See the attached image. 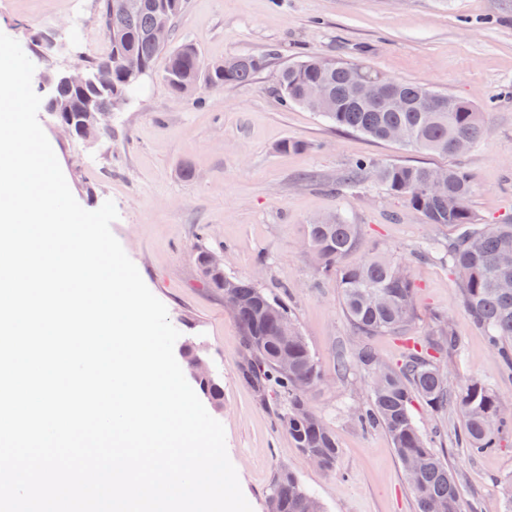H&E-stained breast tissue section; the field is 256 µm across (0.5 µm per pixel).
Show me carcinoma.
<instances>
[{
	"mask_svg": "<svg viewBox=\"0 0 512 512\" xmlns=\"http://www.w3.org/2000/svg\"><path fill=\"white\" fill-rule=\"evenodd\" d=\"M114 0H95L94 19L109 43V52L88 56L89 81L76 91L55 82L45 108L80 121L90 103L99 112H117L131 99L136 85L128 80L130 69L155 67L165 59L162 78L171 93L219 90L251 81L264 68L266 57L238 55L218 63L205 62L189 43L177 47L150 37L160 19L173 25L185 0H142L143 7L119 12ZM104 66L112 68V83L95 80ZM379 72L360 62H343L311 56L286 67L278 79V95L286 107L297 105L334 125L376 140L392 141L395 130L404 133L400 145L441 155L461 153L458 145L476 147L486 134L484 113L469 102L448 97V109L428 111L438 93L419 84L394 81L393 95L400 105L387 107L354 102L357 76ZM323 85L325 99L311 102L309 84ZM438 168L384 162L376 158L353 160L343 183L354 186L367 180L379 183L394 197L405 199L428 224H454L458 237L444 247L442 259L461 290L465 313L487 336L502 366L512 371V223L479 224L469 208L474 192L472 176L461 168L444 169L445 180L436 181ZM305 243L317 259L320 279L336 278L345 314L355 333L363 338L378 335L403 337L415 315L416 288L406 263L372 251L358 263L346 262L361 244L359 225L342 214L306 225ZM235 306L230 309L247 354L242 374L262 398L273 393L281 405L280 421L295 447L327 472L340 458L336 435L324 419L308 406L307 392L321 380V370L286 305L255 282L228 277ZM459 340L446 315L436 318L421 345L408 349L401 365L384 368L366 343L340 355L343 370L354 365L367 374L369 401L354 409L363 428H380L390 437L408 478L417 512H460V480L434 449L412 415L415 399L431 409L452 406L461 425L457 442L469 454L493 450L496 432L512 426V413L485 383L471 380L454 386L438 366L435 355L458 350ZM268 512H323L320 502L296 475L281 468L267 495Z\"/></svg>",
	"mask_w": 512,
	"mask_h": 512,
	"instance_id": "cac0c4a2",
	"label": "carcinoma"
}]
</instances>
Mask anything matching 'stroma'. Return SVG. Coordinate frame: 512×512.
Segmentation results:
<instances>
[{
	"mask_svg": "<svg viewBox=\"0 0 512 512\" xmlns=\"http://www.w3.org/2000/svg\"><path fill=\"white\" fill-rule=\"evenodd\" d=\"M94 0H0V32L16 39L41 76L73 66L77 55H102L109 43L92 22ZM53 30L67 54L36 53L37 33ZM192 43L204 61L263 55L265 67L246 84L182 97L160 76L143 81L112 115V134L95 146L42 126L66 181L85 209L113 201L111 229L150 291L168 309L180 342L207 350L224 390L217 419L228 456L253 512H267V491L285 467L324 512H417L414 495L390 438L363 429L352 410L368 402L361 370L340 372L336 356L360 344L345 316L335 281L319 279L303 246L306 224L346 214L361 228V260L371 249L408 265L416 315L407 338L369 337L384 365L397 366L425 339L437 315L451 316L459 351L441 356L455 385L479 379L512 406V372L503 370L481 328L464 312L457 281L435 259L418 258L427 243L447 244L448 225L426 223L382 186L341 182L348 163L370 156L430 167H459L474 180L470 208L482 224L512 222V0H187L172 36ZM311 55L359 61L384 75L466 100L485 114L487 133L475 149L445 156L409 151L335 127L299 106L282 107L280 71ZM286 139L304 150L283 153ZM192 177H185V169ZM219 247L224 270L257 281L296 318L322 381L309 404L332 428L340 448L335 472L322 471L284 432L276 401L259 402L239 376L242 341L223 292L205 285L194 253ZM427 436L442 433L437 451L462 482V512H503L512 492V435L497 450L455 452V409L439 414L415 401Z\"/></svg>",
	"mask_w": 512,
	"mask_h": 512,
	"instance_id": "obj_1",
	"label": "stroma"
}]
</instances>
